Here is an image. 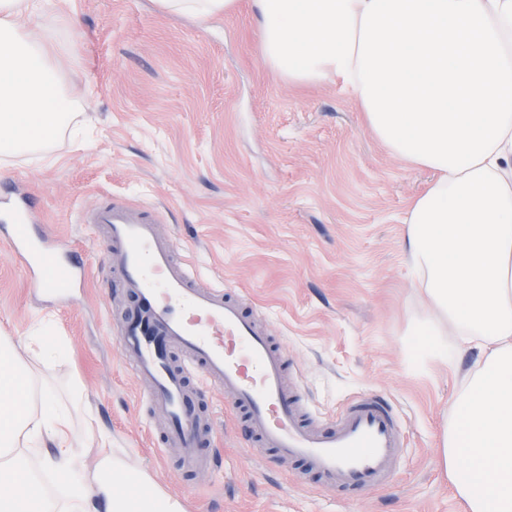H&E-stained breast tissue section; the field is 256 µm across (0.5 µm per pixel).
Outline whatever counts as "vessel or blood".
<instances>
[{"mask_svg":"<svg viewBox=\"0 0 512 512\" xmlns=\"http://www.w3.org/2000/svg\"><path fill=\"white\" fill-rule=\"evenodd\" d=\"M35 216L30 199L13 200L0 184V241L16 256L29 288L47 296L83 287L84 262L40 237L32 228ZM79 221L106 230V264L135 301L117 340L131 374L147 385L148 406L165 420L161 444L183 449L184 467L209 465L196 452L205 433L188 382L194 375L223 391L227 406L244 416L260 456L303 464L335 489L389 485L408 433L385 398L362 393L335 417L317 422L300 382L287 380L292 365L286 354L253 307L233 289L200 287L174 240L160 234L158 217L106 202L81 213Z\"/></svg>","mask_w":512,"mask_h":512,"instance_id":"vessel-or-blood-1","label":"vessel or blood"}]
</instances>
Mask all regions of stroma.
Instances as JSON below:
<instances>
[{
  "label": "stroma",
  "instance_id": "1",
  "mask_svg": "<svg viewBox=\"0 0 512 512\" xmlns=\"http://www.w3.org/2000/svg\"><path fill=\"white\" fill-rule=\"evenodd\" d=\"M33 24L64 47L59 69L88 136H61L43 160H0V181L39 197L42 225L82 253L89 276L70 304L33 295L0 242V336L19 340L51 320L48 338L66 356L41 363L34 345L23 360L58 384L80 380L132 472L148 473L181 512H464L440 445L475 356L452 370L408 366L421 299L403 220L431 172L393 155L339 81L274 73L252 0L204 24L159 14L153 0H49ZM105 200L160 211V232L202 284L241 291L299 369L315 414L335 416L368 391L395 407L409 439L388 487L346 501L298 482L295 466L249 453L246 428L208 387L200 403L215 434L199 452L219 465L182 475L181 449L153 444L160 422L116 340L126 297L104 264L107 237L78 221ZM253 7H254V13L257 19V27L259 32V47H260V53L261 57L264 61V63L269 66L273 71H275L277 74H279L281 77L288 79V81L292 82H318L321 80H324V78H294L290 75H287V73L282 74V69L277 67V64L275 62H272V59L270 57V53L265 51V42H267V34H266V22L261 6V0H253Z\"/></svg>",
  "mask_w": 512,
  "mask_h": 512
}]
</instances>
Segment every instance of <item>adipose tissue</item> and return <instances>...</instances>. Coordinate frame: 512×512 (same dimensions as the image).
<instances>
[{
    "mask_svg": "<svg viewBox=\"0 0 512 512\" xmlns=\"http://www.w3.org/2000/svg\"><path fill=\"white\" fill-rule=\"evenodd\" d=\"M44 0H0V155L48 153L72 117L55 60L56 42L28 21ZM162 14L206 22L237 0H154ZM435 179L410 206L405 246L413 285L430 311L415 316L414 370L450 363L453 351L477 353L442 434V459L465 512H512V131L493 153ZM95 417L80 384L67 395L38 379L0 336V484L28 483L24 498L0 496V512H181L161 492L124 491L129 468L99 434L92 477L79 473L74 443ZM42 460L63 497L39 487L25 455Z\"/></svg>",
    "mask_w": 512,
    "mask_h": 512,
    "instance_id": "obj_1",
    "label": "adipose tissue"
}]
</instances>
